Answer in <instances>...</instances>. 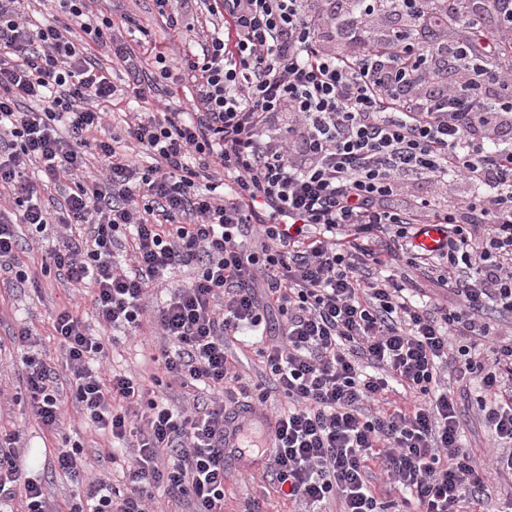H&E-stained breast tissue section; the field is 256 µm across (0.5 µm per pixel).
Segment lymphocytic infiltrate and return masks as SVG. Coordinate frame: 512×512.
I'll return each mask as SVG.
<instances>
[{"instance_id":"lymphocytic-infiltrate-1","label":"lymphocytic infiltrate","mask_w":512,"mask_h":512,"mask_svg":"<svg viewBox=\"0 0 512 512\" xmlns=\"http://www.w3.org/2000/svg\"><path fill=\"white\" fill-rule=\"evenodd\" d=\"M28 2L0 0V271L19 288L54 272L90 286L85 313L52 322L70 396L135 450L116 488L86 479L81 445L64 442L53 464L77 486L67 512H149L158 489L224 512V423L241 399L268 396L242 383L235 336L269 339L256 353L288 408L262 454L285 501L387 512L395 495L408 512H480L492 476L512 474V331L485 318L512 316V69H481L445 32L458 22L496 56L512 42V0H200L213 27L202 41L172 0H154L182 45L174 61L155 40L114 38L89 0H54L38 22ZM338 37L358 50H323ZM160 92L163 109L125 113L122 134H104L113 107ZM452 177L474 194L449 208L387 204L411 181ZM52 190L55 212L42 204ZM22 224L35 239L64 230L40 267L19 257ZM431 228L428 249L418 238ZM392 254L435 274L452 303L383 275ZM182 266L193 279L148 307L149 285ZM146 320L170 342L160 374L103 377L106 339L89 322ZM16 339L28 409L57 432L58 374L33 329ZM444 367L478 383L496 442L487 462L460 445ZM175 383L221 400L175 409L160 393ZM395 384L412 402L390 405ZM19 441L0 432V510L20 493L25 512H53Z\"/></svg>"}]
</instances>
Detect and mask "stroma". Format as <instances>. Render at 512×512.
Returning a JSON list of instances; mask_svg holds the SVG:
<instances>
[{"label": "stroma", "mask_w": 512, "mask_h": 512, "mask_svg": "<svg viewBox=\"0 0 512 512\" xmlns=\"http://www.w3.org/2000/svg\"><path fill=\"white\" fill-rule=\"evenodd\" d=\"M96 6L111 15L115 31L127 32V18H134L141 26L150 30L156 40H167L168 34L153 20L152 0H97ZM89 303V290L56 280L54 276L42 279L38 287L18 288L10 285L0 274V429L19 430L24 444L32 446L36 455L56 448L62 436L81 440L88 462V475L95 478L105 476L114 484H122L120 466L113 464L111 440L98 431L72 404L65 403L64 419L60 434H51L40 428L28 412L16 405L12 396L21 385L20 370L24 352L13 343V334L20 325H27L40 335L39 353L57 371L65 369V354L52 334V318L67 309L84 311ZM94 335H107L113 341L109 349L108 365L114 366L137 378H149L156 371L152 360L164 345L163 336L158 335L151 324H144L141 331L130 335L123 328L106 329L91 324ZM227 477L224 484V512H246L248 499H255V512H283L285 504L269 480L251 477L249 471L239 463L227 461Z\"/></svg>", "instance_id": "stroma-1"}]
</instances>
